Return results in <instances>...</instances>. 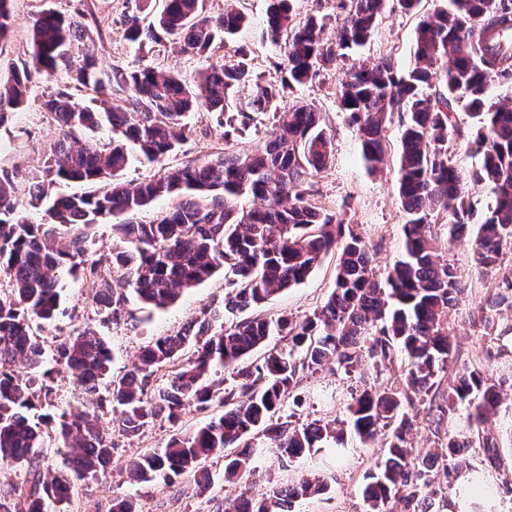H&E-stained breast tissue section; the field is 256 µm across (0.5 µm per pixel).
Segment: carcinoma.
Returning a JSON list of instances; mask_svg holds the SVG:
<instances>
[{"label": "carcinoma", "mask_w": 512, "mask_h": 512, "mask_svg": "<svg viewBox=\"0 0 512 512\" xmlns=\"http://www.w3.org/2000/svg\"><path fill=\"white\" fill-rule=\"evenodd\" d=\"M13 2L0 0V58L14 27ZM384 4L350 0L333 43L322 37L317 18L294 27L290 0H271L265 35L275 44L285 41L283 76L277 83L254 79L245 101L235 98L247 81L241 64L212 61L213 51L245 24L233 8L213 17L204 0H165L146 27L136 15L125 17L126 41L141 47L165 37L202 60L192 84L177 70L151 64L101 72L86 51L89 28L83 21L53 9L32 19V62L9 61L7 73L0 72V127L28 105L38 77L46 84L38 111L59 135L22 189L13 180L17 164L0 160V465L23 474L14 487V512H64L81 481L108 473L116 444L101 431L102 416L117 415V431L129 439L157 418L176 425L187 409L205 411L215 403L224 407L220 416L189 432L176 430L165 445L127 460L129 478L166 483L191 474L204 490L210 479L203 468L215 457H224L225 479H239L251 471L257 450L286 467L331 442L343 443L349 433L369 445L382 432L383 454L363 490L365 512H391L389 503L403 500L412 512H453L448 488L471 468L470 451L481 454L486 469L509 465L484 427L506 380L474 365L446 375L454 353L447 313L465 285L437 253L433 234L445 218L449 238H469L477 264L501 272L489 307L512 311V266L502 265L503 251L512 250V108L494 106L486 95L489 74L512 73V45L503 41L512 31L507 0H456L455 9L421 20L415 64L403 75L387 59L342 72L340 105L357 127L368 166L382 161L393 116L402 127L404 257L380 280L356 229L333 223L302 189L332 156L320 113L308 104L286 113L279 134L250 152L225 151L210 161L162 168L140 182L122 180L132 157L152 164L174 153L194 110L212 114L227 140L255 115L277 111L286 90L315 78L318 65L363 45ZM459 93L476 124L470 147L481 165L473 179L495 194L494 206L476 225L466 221L472 208L465 177L448 158L452 101ZM104 127L109 136L101 139L97 133ZM63 183H83L87 190L55 192ZM165 195L179 198L174 209L141 221L139 214ZM241 196L262 206L239 210L235 199ZM28 205L42 209L39 221L27 217ZM105 219L113 221L119 242L104 260L93 257L91 246ZM331 251L338 255L335 288L319 310L239 318L304 283ZM219 272L224 302L147 342L138 364L120 375H112V352L103 337L61 328L64 338L47 347L35 331L56 321L67 275L101 282L97 301L114 316L128 301L125 289L143 305L164 309ZM272 336L279 343L259 362H247ZM399 358L404 364L398 378L382 389L362 385L346 419L294 426L283 418L300 371L333 365L349 372L363 362L378 366ZM172 365L178 369L168 384L151 389L156 374ZM217 371L230 374L231 388L212 379ZM57 374L70 378L83 410L35 415L37 402L50 405ZM421 407L437 437L426 450L411 441ZM461 407L467 425L460 430L454 421ZM52 422L57 442L70 452L45 469L42 424ZM228 448L239 452L227 454ZM438 460L443 487L430 476ZM328 491L325 479L303 475L258 498L245 490L224 512H292L296 500Z\"/></svg>", "instance_id": "obj_1"}]
</instances>
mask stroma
<instances>
[{
    "instance_id": "35a3bbf8",
    "label": "stroma",
    "mask_w": 512,
    "mask_h": 512,
    "mask_svg": "<svg viewBox=\"0 0 512 512\" xmlns=\"http://www.w3.org/2000/svg\"><path fill=\"white\" fill-rule=\"evenodd\" d=\"M347 4L348 0H294L293 18L299 23L307 17H317L324 24L325 38L332 41L340 29ZM451 5V0H419L415 9L407 11L399 0H385L375 30L364 45L350 50L348 59L321 66L313 81L294 85L280 104L284 112L299 103L311 104L321 112L332 139L333 153L327 166L309 178L307 197L331 215L335 223L352 225L361 234L370 250L374 272L380 277L403 256L401 226L405 214L398 197L400 126L395 122L388 124L386 156L376 169H368L357 130L340 106L338 80L350 64H371L383 59L391 60L397 73H405L414 64V37L420 20ZM229 6L245 13L248 23L233 41L214 53V60H238L251 75L271 82L280 80L285 47L263 37L269 0H205L206 12L212 16L222 14ZM49 7L68 14H84L90 29L86 45L100 68L140 62L177 70L190 81L201 67L197 59L182 55L178 45L150 43L137 49L124 39L126 15L136 12L142 22H151L163 10L164 0H142L138 5L133 0H14V33L5 58L30 59L29 26L36 14ZM453 108L456 131L448 139V154L469 179L467 188L473 212L479 217L493 205L494 195L486 185L471 180L480 160L468 145L474 121L465 100H456ZM277 128L272 115H261L246 130L228 140L223 128L213 122L208 112H194L186 120L184 139L175 153L158 165L131 162L124 177L140 181L156 174L163 166L187 161L201 163L227 149L248 151L263 144ZM55 137L54 128L33 102L21 110L17 123L0 128V152L20 158L14 175L17 184L27 182L30 170L41 159L44 145ZM438 252L455 265L466 284L464 295L448 317L457 363L483 361L496 376L512 383V313L503 310L493 315L496 324L506 330L499 340L484 341L479 330L481 310L497 283L496 271L477 266L467 243L449 240L444 234L439 237ZM335 274L336 257L330 254L303 284L275 295L257 307L256 312L268 318L284 312L296 316L311 314L326 302L335 286ZM96 290L92 280L65 277L66 312L58 324L42 327L40 334L50 338L61 326L91 327L109 342L113 352L112 371L119 374L130 369L141 346L151 338L179 330L198 317L203 307L221 302L224 276L216 274L197 288L185 291L167 309H146L132 298L126 311L110 318L98 312ZM400 371L399 363L394 362L379 366L365 363L350 374L328 367L313 373L303 372L295 391L297 400L287 403L283 412L299 424L314 419L345 418L353 388L362 383L377 387L390 385ZM172 432L171 424L159 419L134 438L115 436L117 452L111 473L83 481L67 505L68 512H110L113 499L118 497L136 501L140 512H224L225 501L237 495L241 483L225 481L223 460L207 462L205 469L211 486L203 494L198 493L194 480L189 477L176 478L173 484L167 485L139 483L127 476L124 466L129 458L144 449L164 445ZM380 453L379 444L368 447L350 435L344 445H328L287 467L279 466L274 456H258L255 470L245 483L258 496L272 486L292 484L305 472L317 471L328 478L329 493L320 498L297 500L293 512H362L366 476L374 469ZM470 463L481 474L482 488L477 491L471 483L457 481L450 492L457 504L456 512H471V504L476 500L483 502L487 512H512V497L500 493L501 488L512 485V470H482L475 457Z\"/></svg>"
}]
</instances>
